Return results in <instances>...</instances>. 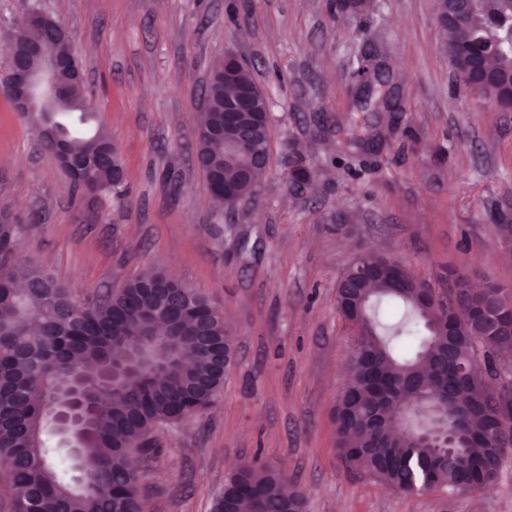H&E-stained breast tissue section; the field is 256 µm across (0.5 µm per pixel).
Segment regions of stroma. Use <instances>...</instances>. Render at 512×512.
<instances>
[{"label":"stroma","mask_w":512,"mask_h":512,"mask_svg":"<svg viewBox=\"0 0 512 512\" xmlns=\"http://www.w3.org/2000/svg\"><path fill=\"white\" fill-rule=\"evenodd\" d=\"M62 23L128 194L75 198L29 120L0 94V206L14 265L35 263L84 301L161 269L207 295L236 348L206 411L159 427L141 464L145 512H213L232 467L258 462L307 512H512V450L496 484L405 495L346 465L334 414L358 332L337 284L367 249L429 281L454 272L512 287V112L460 89L434 0H0V77L27 8ZM268 90L270 168L253 203L214 205L192 163L202 92L227 51ZM389 66L400 107L361 111L353 59ZM310 171L282 180L288 151Z\"/></svg>","instance_id":"1"}]
</instances>
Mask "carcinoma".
I'll use <instances>...</instances> for the list:
<instances>
[{
    "label": "carcinoma",
    "mask_w": 512,
    "mask_h": 512,
    "mask_svg": "<svg viewBox=\"0 0 512 512\" xmlns=\"http://www.w3.org/2000/svg\"><path fill=\"white\" fill-rule=\"evenodd\" d=\"M512 0H467L458 27L449 32L447 53L452 68L469 88L488 95L500 84L512 83ZM51 53L74 60L70 39L50 37ZM60 78L66 93L59 117L68 119L66 133L72 148L86 156H100L111 142L105 130L93 127L94 113L81 111L84 87L65 69ZM214 111L202 123L221 120L223 105L248 97L258 112L270 110L264 88L250 70H239L224 85L208 88ZM237 130L225 128L224 141L202 135L196 152L207 160V176L226 181L238 201L254 197L267 175L256 151L269 152V128L254 127L251 139L236 145ZM75 189L90 186L117 200L128 189L117 151L79 175H67ZM308 178L297 157L286 184ZM16 228L0 229V466L10 471L11 512H143L142 487L130 457L151 447L152 429L174 423L194 412V404L209 403L221 393L224 380L215 378L198 388L209 373L207 351L188 321L178 325L180 363L159 377L147 366L126 374L115 391L93 397L92 425L83 440L89 469L80 489L74 488L69 465L56 461L52 440L44 433L51 381L83 380L96 387L101 363L110 345L136 339L139 311L158 312L172 306L165 295L144 293L145 282L168 274L153 270L83 304L69 288L33 265L29 281L17 284L7 256ZM358 264L377 271L351 297L337 296L341 312L360 314L359 338L353 348L352 378L339 394L336 430L339 451L354 469L385 485L413 495L430 480L433 485L461 493L474 483H494L505 453L491 424L499 413L494 395L498 355L512 349V334L485 335L483 324L460 321L443 328L427 298L426 283L409 274L396 281L388 257L368 252ZM403 306L394 323L380 320L384 304ZM417 395L448 414L458 448L442 444L446 436L410 440L394 434L407 400ZM288 479L256 462L237 465L224 484L225 498L214 505L224 512H282L283 500L305 501L287 487Z\"/></svg>",
    "instance_id": "obj_1"
}]
</instances>
